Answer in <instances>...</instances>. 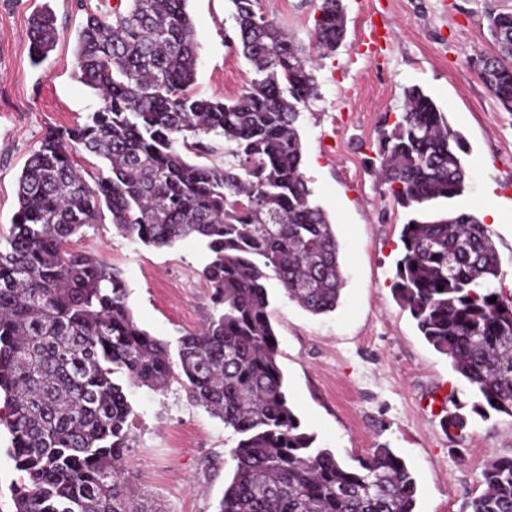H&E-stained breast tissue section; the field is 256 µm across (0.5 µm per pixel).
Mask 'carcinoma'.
<instances>
[{
	"instance_id": "obj_1",
	"label": "carcinoma",
	"mask_w": 512,
	"mask_h": 512,
	"mask_svg": "<svg viewBox=\"0 0 512 512\" xmlns=\"http://www.w3.org/2000/svg\"><path fill=\"white\" fill-rule=\"evenodd\" d=\"M186 2L87 13L75 76L102 106L48 130L18 177V210L0 242V394L21 472L16 512H160L125 465L129 392L173 378L237 437L216 512H414L416 483L400 456L381 445L356 466L340 463L314 446L284 390L266 283L313 315L336 310L344 286L333 225L301 171L299 107L317 92L310 56L259 0H231L233 43L256 77L232 100L202 98ZM318 11L314 45L334 52L346 33L342 0ZM488 25L499 53L477 55L476 72L512 111V11L488 13ZM26 36L33 60L53 50L48 7ZM210 134L224 138V164L189 161L209 151ZM78 150L106 165L91 182ZM463 152L435 101L407 88L377 151L388 194L408 210L393 294L484 401L477 409L512 417V300L488 287L500 277L488 224L429 211L464 194ZM105 210L144 244H205L213 313L202 329L173 347L138 326L121 272L75 247ZM482 476L472 512H512V457L490 459Z\"/></svg>"
}]
</instances>
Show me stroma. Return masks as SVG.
I'll return each mask as SVG.
<instances>
[{"mask_svg":"<svg viewBox=\"0 0 512 512\" xmlns=\"http://www.w3.org/2000/svg\"><path fill=\"white\" fill-rule=\"evenodd\" d=\"M319 0H260L312 55L317 95L301 109L302 172L311 199L327 213L345 276L335 311L313 315L267 284L278 362L291 405L315 445L353 465L377 445L406 462L416 485L415 512H463L482 489L490 457H512V417L473 413L478 397L446 355L420 335L393 293L407 212L374 171L382 129L403 111L417 85L464 137L468 189L433 203L436 211L483 215L489 196L512 202V112L474 71L477 54H497L489 10L512 0H344L346 37L331 54L313 44ZM119 0H0V238L17 208V179L49 128L84 122L102 101L75 76L76 34L88 12ZM50 7L59 40L33 63L25 38L33 11ZM198 61L196 92L235 98L255 73L231 45L230 0H188ZM78 250L101 257L127 282L137 324L176 342L212 311L201 272L209 253L197 239L155 248L119 235L110 216L84 226ZM128 464L143 495L163 512H215L231 480L237 442L223 421L191 402L179 382L133 389ZM469 418L461 437L446 415Z\"/></svg>","mask_w":512,"mask_h":512,"instance_id":"1","label":"stroma"}]
</instances>
